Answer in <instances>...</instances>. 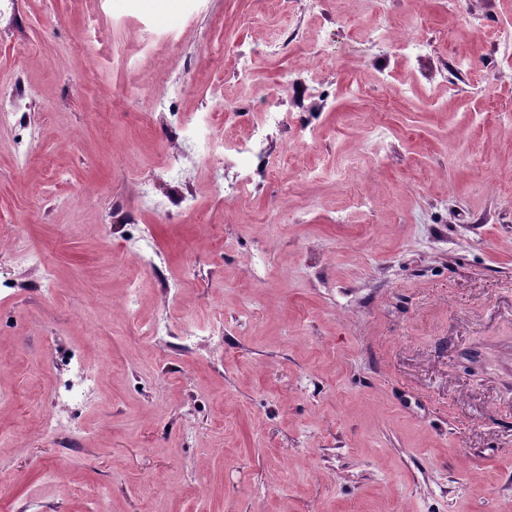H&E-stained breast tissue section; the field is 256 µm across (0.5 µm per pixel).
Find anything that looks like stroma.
<instances>
[{
  "mask_svg": "<svg viewBox=\"0 0 512 512\" xmlns=\"http://www.w3.org/2000/svg\"><path fill=\"white\" fill-rule=\"evenodd\" d=\"M382 18L428 53H340ZM505 26L512 0H0V81L32 92L30 123H0V225L53 272L0 273V512H512ZM236 43L280 44L260 83ZM285 71L312 78L272 177L217 203L211 138H248ZM145 224L158 270L134 259ZM159 316L163 341L134 334ZM65 353L98 389L47 435Z\"/></svg>",
  "mask_w": 512,
  "mask_h": 512,
  "instance_id": "35a3bbf8",
  "label": "stroma"
}]
</instances>
